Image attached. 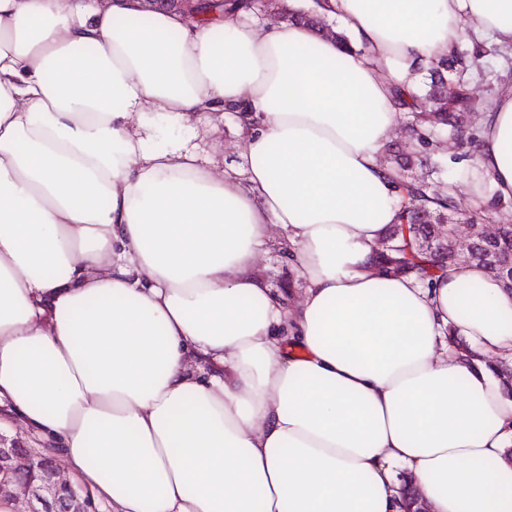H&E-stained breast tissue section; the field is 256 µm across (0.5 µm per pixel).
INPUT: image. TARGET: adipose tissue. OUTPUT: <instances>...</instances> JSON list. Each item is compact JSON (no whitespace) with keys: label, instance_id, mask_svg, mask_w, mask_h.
Listing matches in <instances>:
<instances>
[{"label":"adipose tissue","instance_id":"ef3b65f1","mask_svg":"<svg viewBox=\"0 0 512 512\" xmlns=\"http://www.w3.org/2000/svg\"><path fill=\"white\" fill-rule=\"evenodd\" d=\"M353 40L140 0H0V405L112 512H512V292L376 274L379 161L465 23L512 0H320ZM232 117L245 171L204 162ZM477 165L512 201V85ZM279 230L303 288L254 273ZM465 336L483 363L449 341Z\"/></svg>","mask_w":512,"mask_h":512}]
</instances>
